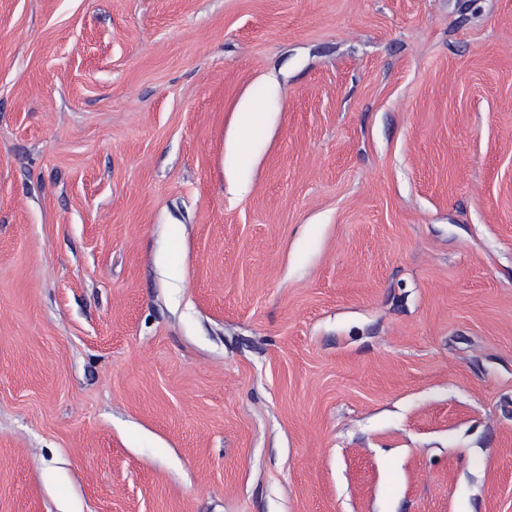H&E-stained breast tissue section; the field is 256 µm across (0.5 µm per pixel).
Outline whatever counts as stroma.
<instances>
[{
    "label": "stroma",
    "mask_w": 512,
    "mask_h": 512,
    "mask_svg": "<svg viewBox=\"0 0 512 512\" xmlns=\"http://www.w3.org/2000/svg\"><path fill=\"white\" fill-rule=\"evenodd\" d=\"M0 512H512V0H0Z\"/></svg>",
    "instance_id": "obj_1"
}]
</instances>
